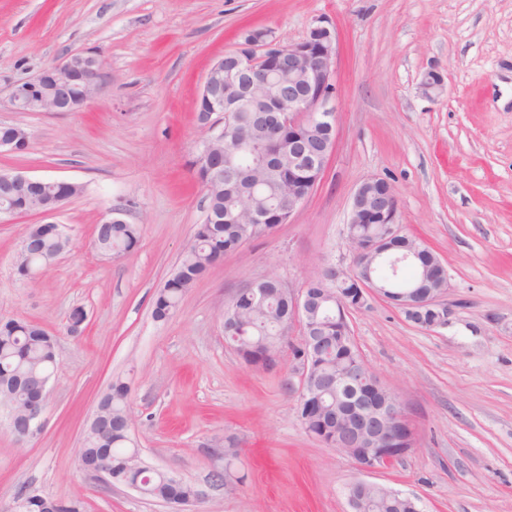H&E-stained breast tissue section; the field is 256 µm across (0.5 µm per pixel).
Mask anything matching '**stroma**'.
<instances>
[{"instance_id": "35a3bbf8", "label": "stroma", "mask_w": 512, "mask_h": 512, "mask_svg": "<svg viewBox=\"0 0 512 512\" xmlns=\"http://www.w3.org/2000/svg\"><path fill=\"white\" fill-rule=\"evenodd\" d=\"M336 28V149L289 223L225 254L165 321L152 300L205 219L196 160L207 130L196 100L242 28L301 41ZM74 53L102 62V89L76 112H16L11 83ZM442 79L427 92L428 73ZM0 123L31 134L0 171L82 185L55 215L70 242L36 282L16 257L30 213L0 218V319L56 336L58 367L41 431L18 440L0 411V512L36 492L85 512H167L81 469L78 450L115 379L127 382L131 438L146 462L208 487L199 512H350L351 461L307 434L287 362L244 363L222 312L266 276L301 287L349 261L346 226L361 182L385 179L396 222L448 272L447 325L424 328L374 297L354 311V342L408 406L416 444L368 474L424 512H512V0H0ZM139 225L132 253L107 258L93 231ZM87 320L67 331L73 307ZM241 450L235 492L211 487V450Z\"/></svg>"}]
</instances>
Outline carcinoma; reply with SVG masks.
Here are the masks:
<instances>
[{"instance_id":"carcinoma-1","label":"carcinoma","mask_w":512,"mask_h":512,"mask_svg":"<svg viewBox=\"0 0 512 512\" xmlns=\"http://www.w3.org/2000/svg\"><path fill=\"white\" fill-rule=\"evenodd\" d=\"M276 153L277 176L258 178L264 185L260 191L246 199L231 195L224 190V176L248 166L261 158L267 148ZM209 158L223 165L222 174L211 178L205 189L207 210L221 218L232 209L251 211L262 210L270 213L269 224H231L226 221L197 225L193 241L184 252L172 276L155 293L152 315L157 321L167 320L178 308L182 296L191 288L224 254L239 249L242 244L257 235L276 228L274 222L288 205V137L271 143L266 127L257 122L239 124L232 131L222 132V138L213 143ZM140 242V227L136 224H100L96 229L94 246L105 256L115 250L126 253L134 250ZM38 253L26 258L18 257L17 272L25 276L26 269L47 266L48 257L56 250L53 236L46 235L38 242ZM229 305L238 313L236 330L227 338L238 356L247 364L268 369L274 367L272 350L287 344L288 319L291 314L288 296L273 289L269 299L257 303L251 291L239 289ZM318 322L332 336V341L318 352V374L333 379L336 372L346 369L358 359L357 350L347 351L338 342L339 329L349 327L347 318L336 314V304L326 305L318 315ZM42 329L33 323L9 319L0 325V387L12 395L17 402L29 398L21 389L12 392V381L17 378H42L54 373L58 359L46 346L41 336ZM129 386L122 379L114 380L109 392L101 403L106 407L107 417L112 423V432L95 431L85 436L79 450V463L89 471L105 462L117 483L128 480L138 482L142 495L163 501L174 492L189 496L194 484L187 481L177 486L171 473L147 467L136 472L128 469V459L136 448L131 446L129 420L132 416L129 404ZM323 403L308 409L302 427L322 445H328L325 438L324 421L335 411L336 388L323 394ZM40 504L47 507L45 512H80L77 500H62L51 496L41 497ZM365 512H406L400 502L393 498L387 488L373 487L365 495Z\"/></svg>"}]
</instances>
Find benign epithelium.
I'll use <instances>...</instances> for the list:
<instances>
[{"instance_id":"benign-epithelium-1","label":"benign epithelium","mask_w":512,"mask_h":512,"mask_svg":"<svg viewBox=\"0 0 512 512\" xmlns=\"http://www.w3.org/2000/svg\"><path fill=\"white\" fill-rule=\"evenodd\" d=\"M336 31L320 19L312 25L305 39L282 44L268 31H252L243 42L208 69L197 98L200 125L214 130L212 115L224 109V123L237 121L236 113L247 112L260 117L272 131L302 132L306 139L288 141V215L309 198L322 180L329 156L336 147L338 85L336 76ZM288 69L297 82H285L280 72ZM102 72L98 58L82 53L68 55L44 68L37 76L15 82L8 103L19 112H75L101 88ZM30 133L13 128L0 138V152H25ZM50 185L53 192L41 196L39 213L45 217L57 214L71 199L69 183L45 180L20 172L0 173V198L11 202L0 204V216H13L26 207L32 194ZM397 199L392 186L382 178L364 180L355 190L349 224H383L385 232L378 238L356 240L352 231L346 238L351 254L348 265L328 263L317 273L322 280L351 277L352 297L336 300V308L344 311L353 306L364 310L373 296L399 306L409 320L428 328L448 321V308L439 303L446 292L432 288L424 293L415 287L397 288L383 283L376 266L385 256L397 253V242L407 239L396 224ZM292 321L288 331L298 330L297 346L304 350L322 341L321 326L315 316L329 298L312 288H288ZM288 392L302 405L317 389L313 365L288 350ZM51 378L41 381L38 399L22 409L3 403L8 425L18 440L36 435L42 428L48 386ZM336 398L342 400L348 420L336 424L334 451L348 458L357 470L372 473L388 467L406 454L414 443L407 406L396 393L386 389L365 360L336 375ZM212 482L232 492L233 481L224 477V452L212 454ZM371 482L358 479L348 484L351 512H361L365 487ZM206 497L203 489L190 499L173 495L165 500L169 512H186L192 503Z\"/></svg>"}]
</instances>
